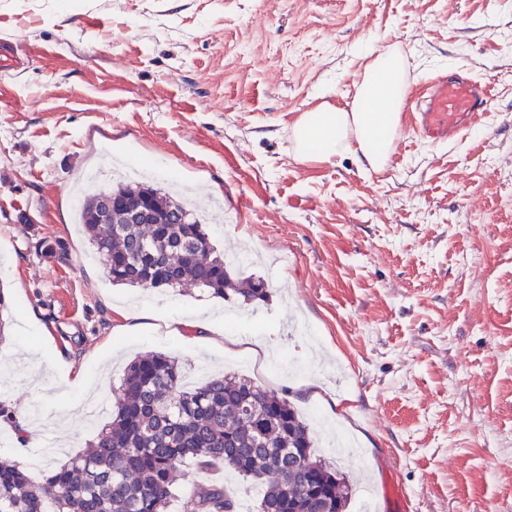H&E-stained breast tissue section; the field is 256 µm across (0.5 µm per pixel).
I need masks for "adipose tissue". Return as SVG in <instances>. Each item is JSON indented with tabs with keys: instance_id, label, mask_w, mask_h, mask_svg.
Returning <instances> with one entry per match:
<instances>
[{
	"instance_id": "1",
	"label": "adipose tissue",
	"mask_w": 512,
	"mask_h": 512,
	"mask_svg": "<svg viewBox=\"0 0 512 512\" xmlns=\"http://www.w3.org/2000/svg\"><path fill=\"white\" fill-rule=\"evenodd\" d=\"M402 92L399 59L378 54L367 68L356 111L324 103L301 114L294 131L299 155L328 162L352 150L362 167L381 169L399 127Z\"/></svg>"
}]
</instances>
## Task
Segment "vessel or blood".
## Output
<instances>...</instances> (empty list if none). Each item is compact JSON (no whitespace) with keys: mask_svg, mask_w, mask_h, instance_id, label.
Returning a JSON list of instances; mask_svg holds the SVG:
<instances>
[{"mask_svg":"<svg viewBox=\"0 0 512 512\" xmlns=\"http://www.w3.org/2000/svg\"><path fill=\"white\" fill-rule=\"evenodd\" d=\"M491 103L486 84L461 74L439 75L414 104L413 130L431 143L453 141L478 122Z\"/></svg>","mask_w":512,"mask_h":512,"instance_id":"1","label":"vessel or blood"}]
</instances>
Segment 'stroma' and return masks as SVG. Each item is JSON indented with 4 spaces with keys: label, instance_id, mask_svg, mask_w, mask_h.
<instances>
[{
    "label": "stroma",
    "instance_id": "1",
    "mask_svg": "<svg viewBox=\"0 0 512 512\" xmlns=\"http://www.w3.org/2000/svg\"><path fill=\"white\" fill-rule=\"evenodd\" d=\"M93 25H84V18ZM0 399L38 444L0 441L33 480L107 425L125 366L170 354L201 383L238 373L289 393L364 448L374 512H512V0H0ZM396 50L401 124L427 81L484 82L489 116L450 144L399 134L386 166L301 160L294 124L351 108L367 65ZM188 201L266 301L113 285L75 203L115 162ZM287 254V269L275 268ZM157 328L118 333L120 310ZM207 317L252 346L213 345ZM106 379L97 402L60 384ZM63 446L47 452L52 417Z\"/></svg>",
    "mask_w": 512,
    "mask_h": 512
}]
</instances>
